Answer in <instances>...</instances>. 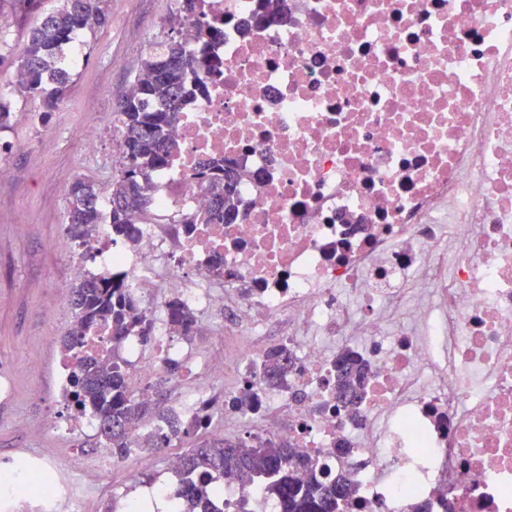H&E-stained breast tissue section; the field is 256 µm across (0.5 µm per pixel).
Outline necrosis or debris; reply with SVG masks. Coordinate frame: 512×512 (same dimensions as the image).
<instances>
[{
    "label": "necrosis or debris",
    "instance_id": "4bbe7bcc",
    "mask_svg": "<svg viewBox=\"0 0 512 512\" xmlns=\"http://www.w3.org/2000/svg\"><path fill=\"white\" fill-rule=\"evenodd\" d=\"M224 29L203 44L213 69L172 130L151 189L154 221L124 248L111 227L69 244L84 276L110 270L150 292L152 354L132 336L127 375L148 398L179 345L165 326L175 292L224 346L257 410L225 408L224 431L290 443L358 487L359 512H512V0H206ZM222 159L240 172L231 224H189L212 198L196 177ZM223 259L216 269L215 259ZM277 330L292 364L272 388L258 373ZM370 367L350 414L336 406V357ZM58 366L56 430L93 419L69 408ZM74 452L64 480L36 459L26 489L4 484L0 512H82Z\"/></svg>",
    "mask_w": 512,
    "mask_h": 512
}]
</instances>
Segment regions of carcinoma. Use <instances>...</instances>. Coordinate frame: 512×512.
Wrapping results in <instances>:
<instances>
[{"label":"carcinoma","instance_id":"1","mask_svg":"<svg viewBox=\"0 0 512 512\" xmlns=\"http://www.w3.org/2000/svg\"><path fill=\"white\" fill-rule=\"evenodd\" d=\"M61 6L37 18L26 44L15 55L16 82L26 98L39 102L41 120H46L65 100L72 82L69 69L61 66L65 51L83 31L95 32L108 24L104 0H59ZM201 0H177L171 20L175 35L153 44L133 77L136 90L127 94L116 112L120 124V170L109 186V224L112 235L135 241L133 217L147 213L152 198L150 188L155 173L164 166L173 144L169 129L179 113L191 102L195 89L189 74L213 67L206 52L187 56L181 39L185 22L193 20L211 41L223 31L209 21ZM200 178L209 181L214 195L211 208L182 220L184 224H228L237 217L235 185L237 171L219 160L200 166ZM101 191L92 182L78 178L67 196V236L76 240L91 234L100 223ZM74 319L62 349L71 354L74 369L70 378L72 404L90 411L98 422V436L112 457L123 460L131 453L127 430L153 415L166 420L168 432L150 437L151 447L171 443V438L189 436L174 414L165 415L160 403L144 402L134 396L126 383V359L121 355L130 336L148 340L153 325L130 287L110 276L82 278L72 289ZM166 324L176 336H191L197 325L193 310L179 298L165 304ZM112 329V348L106 360L80 354L85 336L100 324ZM291 366L288 348L275 346L266 351L263 377L277 385ZM369 378V367L352 351L336 356V401L348 410L362 399ZM255 393L243 385L232 395L237 408H251ZM222 478L243 488L259 486L276 501L279 512H350L360 507L355 484L342 474L331 475L317 468L315 461L282 442L260 440L251 445L202 443L182 455L174 512H211L208 483Z\"/></svg>","mask_w":512,"mask_h":512}]
</instances>
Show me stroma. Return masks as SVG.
Here are the masks:
<instances>
[{
	"instance_id": "1",
	"label": "stroma",
	"mask_w": 512,
	"mask_h": 512,
	"mask_svg": "<svg viewBox=\"0 0 512 512\" xmlns=\"http://www.w3.org/2000/svg\"><path fill=\"white\" fill-rule=\"evenodd\" d=\"M176 0H106L109 24L78 38L81 62L73 69L67 98L39 123L36 105L20 101L10 129L0 143L22 141L24 149L0 153V165L18 171L15 180L0 179V457L37 453L52 466L72 449L96 459L102 449L96 433L74 438L49 426L59 405L54 375L60 340L73 319L69 297L59 284L70 278L65 250L48 243L65 235L66 194L71 182L86 177L108 188L118 166L120 134L113 126L121 97L138 71L148 44L171 33L169 19ZM97 128L101 147L86 154L81 130ZM223 359L224 348L205 339H190L178 358L175 381L152 385L153 399L171 404L177 383L192 382V361L204 352ZM166 462L162 448H143L116 461L113 492L86 500L84 512H104L112 500L140 497Z\"/></svg>"
}]
</instances>
